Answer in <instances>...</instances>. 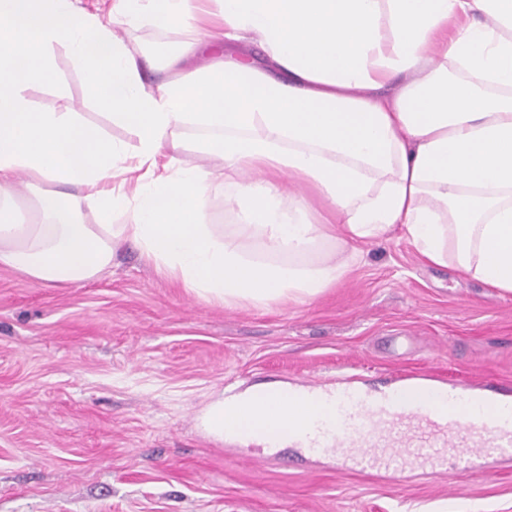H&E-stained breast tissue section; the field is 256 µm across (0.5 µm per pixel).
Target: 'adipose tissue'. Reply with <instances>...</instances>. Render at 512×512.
<instances>
[{
    "instance_id": "obj_1",
    "label": "adipose tissue",
    "mask_w": 512,
    "mask_h": 512,
    "mask_svg": "<svg viewBox=\"0 0 512 512\" xmlns=\"http://www.w3.org/2000/svg\"><path fill=\"white\" fill-rule=\"evenodd\" d=\"M208 2L113 0L130 26L188 29L159 62L78 0H0V266L80 286L131 243L200 301L262 307L320 296L360 244L396 234L512 296V0ZM254 41L265 61L235 56ZM57 44L135 150L34 110ZM190 126L218 167L180 165ZM217 183L238 223L200 222ZM330 414L258 386L212 402L201 427L274 446Z\"/></svg>"
}]
</instances>
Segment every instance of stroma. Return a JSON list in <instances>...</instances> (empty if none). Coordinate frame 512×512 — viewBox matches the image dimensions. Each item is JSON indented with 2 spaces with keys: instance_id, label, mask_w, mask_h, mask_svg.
I'll return each instance as SVG.
<instances>
[{
  "instance_id": "stroma-1",
  "label": "stroma",
  "mask_w": 512,
  "mask_h": 512,
  "mask_svg": "<svg viewBox=\"0 0 512 512\" xmlns=\"http://www.w3.org/2000/svg\"><path fill=\"white\" fill-rule=\"evenodd\" d=\"M163 58L184 31L123 28ZM36 110L75 112L134 149L85 94L68 50ZM364 259L313 300L205 304L127 244L98 280L34 284L0 266V512H512V457L461 473L339 469L334 459L242 463L199 425L220 393L351 377L368 390L427 372L512 392V297L421 261L407 242Z\"/></svg>"
}]
</instances>
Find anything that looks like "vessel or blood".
Here are the masks:
<instances>
[{
	"label": "vessel or blood",
	"mask_w": 512,
	"mask_h": 512,
	"mask_svg": "<svg viewBox=\"0 0 512 512\" xmlns=\"http://www.w3.org/2000/svg\"><path fill=\"white\" fill-rule=\"evenodd\" d=\"M421 380V375H407L378 398L354 385L337 387L335 427L315 422L290 436L288 444L351 468L379 469L397 459L405 467L438 470L446 469L452 456L512 446V415L475 412L465 394L447 393L439 404L429 399L403 403L401 389L420 386Z\"/></svg>",
	"instance_id": "b4317fda"
}]
</instances>
